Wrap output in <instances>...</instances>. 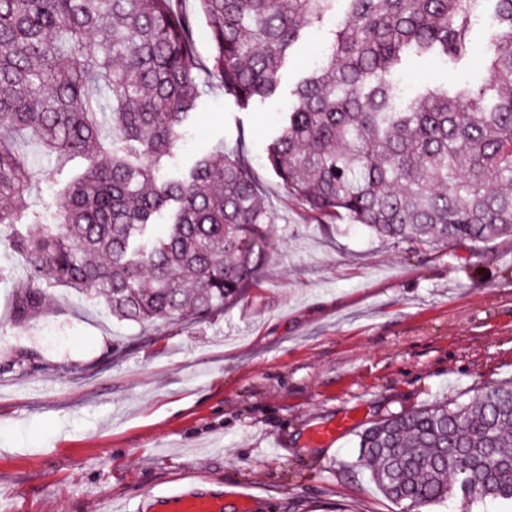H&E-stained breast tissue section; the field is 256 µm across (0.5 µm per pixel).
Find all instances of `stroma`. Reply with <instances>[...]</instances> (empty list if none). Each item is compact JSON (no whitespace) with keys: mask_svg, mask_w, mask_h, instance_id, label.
<instances>
[{"mask_svg":"<svg viewBox=\"0 0 512 512\" xmlns=\"http://www.w3.org/2000/svg\"><path fill=\"white\" fill-rule=\"evenodd\" d=\"M484 0L460 61L409 57L414 75L455 90L485 82L499 28ZM306 28L276 94L238 104L213 87L184 128L170 176L217 144L259 176L271 217L255 283L223 316L143 326L98 300L42 281V315L15 323L27 261L0 235V512H102L105 501L159 503L219 485L224 512L250 485L249 512H401L353 468L358 432L401 410L466 401L512 380V240L478 252L446 243L391 248L369 229L312 218L263 161L297 82L333 37ZM18 149L50 170L31 199L53 221L58 191L87 165ZM354 416L326 448L320 429Z\"/></svg>","mask_w":512,"mask_h":512,"instance_id":"1","label":"stroma"}]
</instances>
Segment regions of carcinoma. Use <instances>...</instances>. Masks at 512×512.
<instances>
[{"label":"carcinoma","instance_id":"obj_1","mask_svg":"<svg viewBox=\"0 0 512 512\" xmlns=\"http://www.w3.org/2000/svg\"><path fill=\"white\" fill-rule=\"evenodd\" d=\"M181 2L0 0V228L29 259L15 321L42 314L46 278L143 325L222 316L256 279L270 216L249 162L222 148L181 177L162 171L212 83L242 105L273 96L302 27L336 0H197L206 60ZM346 2L267 168L308 214L361 224L393 248L512 238V0H496L485 84L406 103L392 73L410 54L465 58L482 0ZM16 136L88 161L61 189L56 224L32 209L35 172ZM359 448L354 467L403 512L451 499L466 512L486 499L512 508V381L391 414L359 433Z\"/></svg>","mask_w":512,"mask_h":512}]
</instances>
